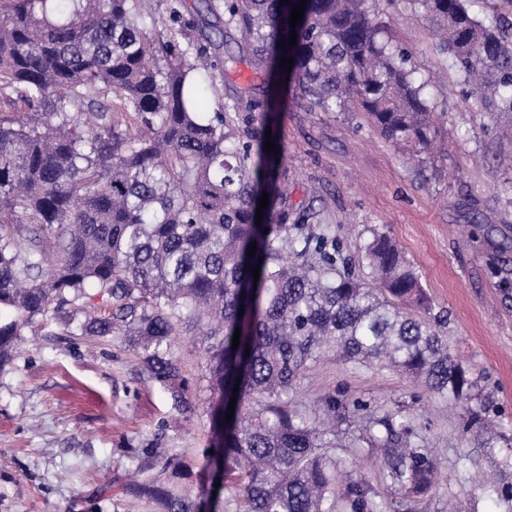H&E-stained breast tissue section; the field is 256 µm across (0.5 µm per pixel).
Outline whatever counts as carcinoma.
Listing matches in <instances>:
<instances>
[{
	"instance_id": "carcinoma-1",
	"label": "carcinoma",
	"mask_w": 512,
	"mask_h": 512,
	"mask_svg": "<svg viewBox=\"0 0 512 512\" xmlns=\"http://www.w3.org/2000/svg\"><path fill=\"white\" fill-rule=\"evenodd\" d=\"M200 2L203 14L187 0H0V367L24 329L48 317L68 336H135L142 367L179 412L188 384L170 349L196 327L216 395L211 426L223 435L211 465L224 468L228 496L212 512H388L364 480H341L355 461L331 450L347 420L357 422L350 447L381 450L378 468L405 501L427 497L439 464L402 407L334 393L317 411L292 403L326 356L392 369L456 410L477 449L458 467H494L493 492L512 512V473L499 459L512 436L490 424L501 408L431 319L414 267L372 229L371 282L340 268L330 225L307 230L289 204L284 147L265 137L270 105L245 87L224 95V78L246 60L289 75L306 111L350 112L414 155L428 152L435 106L375 0H307L294 29L301 0ZM411 2L435 24L448 65L512 112V39L497 22L468 0ZM228 31L236 53H223ZM207 92L212 112L201 106ZM186 467L175 454L162 463L168 480L142 476L122 493L155 512H199L175 482Z\"/></svg>"
}]
</instances>
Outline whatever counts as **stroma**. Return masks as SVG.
<instances>
[{"label": "stroma", "instance_id": "stroma-1", "mask_svg": "<svg viewBox=\"0 0 512 512\" xmlns=\"http://www.w3.org/2000/svg\"><path fill=\"white\" fill-rule=\"evenodd\" d=\"M395 44L409 55L437 103L440 143L409 159L368 126L339 112H308L284 90L274 132L285 149L291 201L309 229L330 225L360 277L370 229L389 234L416 268L444 333L467 364L487 376L512 429V112L490 108L449 68L431 25L410 0H378ZM189 382V409L174 413L124 338L59 336L55 321L24 330L0 367V512H147L118 493L145 452L190 463L181 487L199 501L209 490L212 394L196 331L171 345ZM405 405L445 477L436 491L406 503L378 469L350 466L393 512H448L452 497L474 495L475 512H499L484 493L493 471L469 479L455 464L464 443L443 401L389 370H346L329 359L293 394L302 406L326 392Z\"/></svg>", "mask_w": 512, "mask_h": 512}]
</instances>
